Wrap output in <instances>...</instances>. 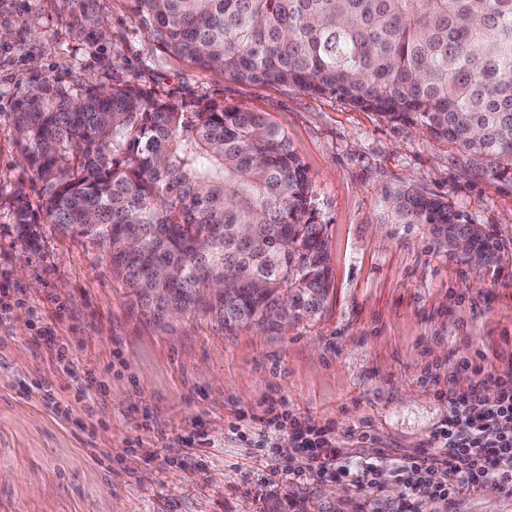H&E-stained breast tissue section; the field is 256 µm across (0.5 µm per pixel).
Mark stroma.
<instances>
[{"label":"stroma","mask_w":512,"mask_h":512,"mask_svg":"<svg viewBox=\"0 0 512 512\" xmlns=\"http://www.w3.org/2000/svg\"><path fill=\"white\" fill-rule=\"evenodd\" d=\"M135 82L155 96L264 113L306 167L334 287L316 321L278 335L224 333L203 316L162 329L137 315L106 253L38 222L18 237L10 194L41 190L12 113L32 87ZM455 149L331 95L238 82L162 53L125 0H0V512H268L302 498L396 512L407 494L301 477L281 435L267 447L235 416L281 407L336 425L345 456L398 462L429 448L446 394L512 363V182L464 175ZM414 186L445 198L502 248L481 275L383 199ZM93 399H86L85 389ZM376 440L357 443L356 428ZM415 512H512L481 490Z\"/></svg>","instance_id":"obj_1"}]
</instances>
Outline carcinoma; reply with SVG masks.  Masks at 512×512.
I'll return each instance as SVG.
<instances>
[{
    "label": "carcinoma",
    "instance_id": "carcinoma-1",
    "mask_svg": "<svg viewBox=\"0 0 512 512\" xmlns=\"http://www.w3.org/2000/svg\"><path fill=\"white\" fill-rule=\"evenodd\" d=\"M160 50L241 82L332 95L455 145L462 171L512 181V0H126ZM13 126L44 220L110 256L112 281L153 324L168 311L224 331L316 319L333 288L325 225L288 134L267 116L138 85L38 87ZM488 264L500 246L425 190L384 198ZM11 221L33 243L20 192ZM230 291L208 300L205 289Z\"/></svg>",
    "mask_w": 512,
    "mask_h": 512
}]
</instances>
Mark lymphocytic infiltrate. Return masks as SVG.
<instances>
[{
  "label": "lymphocytic infiltrate",
  "mask_w": 512,
  "mask_h": 512,
  "mask_svg": "<svg viewBox=\"0 0 512 512\" xmlns=\"http://www.w3.org/2000/svg\"><path fill=\"white\" fill-rule=\"evenodd\" d=\"M486 382L495 392L483 393L481 385L450 395L448 417L433 435L432 450L401 461L389 468L381 460H364L356 468L343 465V454L333 438L331 424L319 425L309 420L267 413L250 415L261 441H268L283 429H290L296 447L307 452L308 473L320 475L336 470L342 476H353L355 486L372 491L381 486L386 473L404 478L409 500L430 494L443 500H454L469 491L512 490V371L489 374ZM440 472L442 479L433 483L430 473Z\"/></svg>",
  "instance_id": "lymphocytic-infiltrate-1"
}]
</instances>
